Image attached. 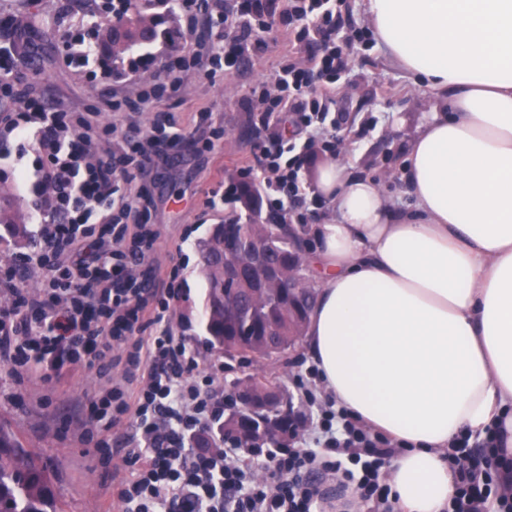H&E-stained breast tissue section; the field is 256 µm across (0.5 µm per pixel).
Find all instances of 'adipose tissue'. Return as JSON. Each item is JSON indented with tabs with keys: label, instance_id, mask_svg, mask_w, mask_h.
Listing matches in <instances>:
<instances>
[{
	"label": "adipose tissue",
	"instance_id": "ef3b65f1",
	"mask_svg": "<svg viewBox=\"0 0 512 512\" xmlns=\"http://www.w3.org/2000/svg\"><path fill=\"white\" fill-rule=\"evenodd\" d=\"M378 44L437 99L402 178L414 209L338 161L315 189L303 347L337 407L400 448L395 512H443L465 434L512 457V0H364Z\"/></svg>",
	"mask_w": 512,
	"mask_h": 512
}]
</instances>
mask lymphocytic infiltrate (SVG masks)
Returning a JSON list of instances; mask_svg holds the SVG:
<instances>
[{"instance_id":"1","label":"lymphocytic infiltrate","mask_w":512,"mask_h":512,"mask_svg":"<svg viewBox=\"0 0 512 512\" xmlns=\"http://www.w3.org/2000/svg\"><path fill=\"white\" fill-rule=\"evenodd\" d=\"M346 0H242L239 11L224 12L222 0H175V25L167 36L178 46L194 31L204 13L223 12L224 27L204 42L192 57L197 70L210 72L220 64L235 65L257 49L258 34L287 33L292 46H305L303 62L278 66L270 77L251 89L266 99L269 88L278 96L271 109L259 116L269 124L274 111L285 114L289 138L312 143L320 140L334 149L340 117L335 91L348 72L349 57L364 40L353 27ZM168 117L157 114L152 131L142 135L135 158L122 162L115 154L98 155L88 162L90 130L96 113L81 115L82 134H73L64 113L38 101L21 99L17 117L7 133L32 140L46 156L39 172L52 190L53 207L43 213L44 227L37 249L29 259L43 273L45 294L26 297L35 318L20 314L16 306H0V351L13 356L18 375L38 373L42 380L58 379L64 361H81L99 375L121 365L129 378H139L134 399L109 385L102 398L91 401L87 425H98L109 409L133 416L137 431L127 440L124 464L127 475L112 474V497L121 512H321L317 489L303 482L306 471L340 476L344 489L372 502L373 512H394L390 489L380 474L396 448L392 441L370 435L347 412L322 416L319 432L309 447L258 448L237 455L225 450L192 446L190 438L221 415L201 388L210 376L200 365L197 350L187 338L168 328L171 300L153 301V291L134 284L124 266L143 258L140 250L123 251L126 227L114 224L108 239L91 241L89 251L72 255L77 241L88 239L86 223L96 205L128 187L135 172L159 158L156 134L167 133ZM285 143L276 140L258 146L254 167L264 172V193L274 212L299 208L303 188L292 163L283 159ZM71 254L64 274H57L55 257ZM469 446L460 438L448 455L456 466L458 482L448 512H506L501 496L500 468L466 466ZM272 470L274 481H260L257 470Z\"/></svg>"}]
</instances>
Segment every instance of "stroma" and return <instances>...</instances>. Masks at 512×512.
I'll return each instance as SVG.
<instances>
[{
  "label": "stroma",
  "instance_id": "35a3bbf8",
  "mask_svg": "<svg viewBox=\"0 0 512 512\" xmlns=\"http://www.w3.org/2000/svg\"><path fill=\"white\" fill-rule=\"evenodd\" d=\"M106 5L107 0H0V44L7 48L0 56V67L20 77L19 88L51 106L77 116L101 113L103 125L92 133L101 152L122 154L129 141L150 127L156 112L173 116L185 139L130 186L129 233H136L143 211L156 231L150 251L131 265L130 274L150 288L178 287L169 326L198 347L214 378L209 390L215 400H224L245 375L263 371L286 384L295 400L303 403L309 422H317L321 411L332 409L333 404L321 396L308 399L300 387L299 376L310 368L302 348L261 365L242 357L227 359L211 348L204 330L207 284L199 272V242L214 225L223 223L232 208L224 196L225 184L238 180L241 169L251 164L257 143L273 139L278 132L273 125L259 126V105L250 99L249 88L287 62V36L264 35L260 51L229 70L220 68L208 76L184 67L177 91L151 98L143 106L140 95L153 85V71L134 76L118 73L109 80L92 76L100 59L111 55L95 36L111 20ZM30 14L40 16L41 26L22 29ZM65 24L91 39L94 58L88 67L78 70L68 65L61 41ZM432 105L431 93L396 67L378 44L352 55L336 104L343 116L337 159L356 173L380 181L387 197L402 211L409 209L411 201L401 169L423 114ZM37 159L21 139L10 140L0 149V187L15 197L26 226L25 236L19 237L0 224V289L32 290L41 281L36 270L24 275L18 271L31 251V241L38 237L34 216L46 208L50 193L37 182ZM328 159L319 147L305 155L299 175L306 204L293 216V224H320L331 214L330 204L313 186L316 167ZM101 386L97 373L80 364L70 366L56 383L34 374L19 379L12 362L0 354V424L23 447L43 454L62 512L118 510L103 481L97 437L81 436L76 417L77 407L87 405Z\"/></svg>",
  "mask_w": 512,
  "mask_h": 512
}]
</instances>
